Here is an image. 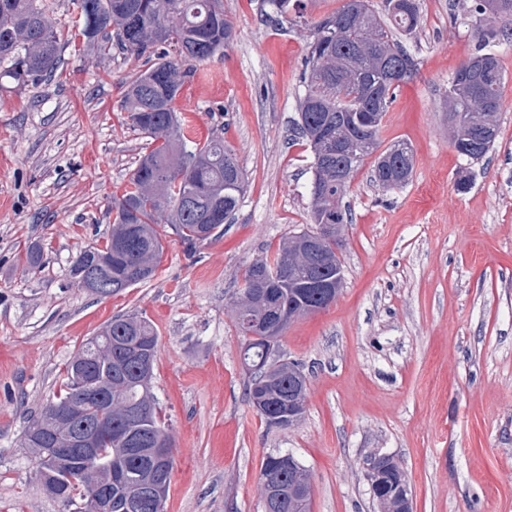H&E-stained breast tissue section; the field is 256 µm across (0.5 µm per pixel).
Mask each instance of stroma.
Instances as JSON below:
<instances>
[{"instance_id": "35a3bbf8", "label": "stroma", "mask_w": 512, "mask_h": 512, "mask_svg": "<svg viewBox=\"0 0 512 512\" xmlns=\"http://www.w3.org/2000/svg\"><path fill=\"white\" fill-rule=\"evenodd\" d=\"M340 4L299 0L280 28L267 0H224L234 37L197 63L175 108L197 139L223 137L246 192L195 256L166 233L151 281L106 298L68 270L103 245L112 204L151 149L122 109L143 63L86 46L73 0H55L71 37L55 79L0 80V512H65L23 433L81 342L126 313L158 331L152 392L175 448L165 512H264L261 465L276 453L308 470L311 512H379L362 469L373 454L403 471L413 512H512V36L487 46L507 84L482 160L453 147L446 101L479 43L478 0H420V24L403 38L417 72L396 89L380 138L411 145L413 175L386 191L367 162L351 181L343 286L276 349L307 377L303 417L270 426L247 397L231 303L251 263L312 227L297 104L310 29Z\"/></svg>"}]
</instances>
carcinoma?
<instances>
[{
	"mask_svg": "<svg viewBox=\"0 0 512 512\" xmlns=\"http://www.w3.org/2000/svg\"><path fill=\"white\" fill-rule=\"evenodd\" d=\"M482 13L512 31V0H482ZM83 17L81 34L102 54L119 49L145 58L124 89L129 123L154 143L135 168L130 188L115 201L112 232L102 247H87L69 268L74 285L84 258L97 261L101 277L119 293L152 279L163 247L160 228L168 224L186 249L193 251L210 240L239 207L246 179L243 169L221 137L204 143L189 138L174 103L193 63L213 57L232 38L224 14V0H76ZM52 0H0V77L17 83L48 81L56 70L65 39L53 20ZM420 23L418 0H386V14L368 0H351L315 22L311 29L304 82L307 92L299 102L297 126L313 152L312 221L336 229L323 235L317 256L306 248L310 231L286 238L272 256L255 261L245 272L258 269L259 287H243L234 302V320L245 347L243 359L250 371L248 398L258 414L273 426L288 402L305 403L299 369L272 358L271 349L295 319L319 304L314 279L343 275L337 255L342 225L349 223L343 198L355 173L372 159L375 182L385 190L406 186L413 173L414 155L404 141L381 148L382 121L399 84L416 68L398 77L387 76L413 61L395 32L411 34ZM177 49L172 58L168 46ZM470 74L458 69L448 83V118L457 152L468 159L483 158L499 133L497 114L507 83L497 55L477 54ZM112 340V363L96 359L95 345ZM158 333L152 321L139 314L117 316L97 335L83 341L64 369L54 399L30 418L26 430L37 427L52 441L69 431L56 421L60 411L80 402L84 416L76 427L104 419L112 421V444L103 456L78 457L72 468L93 463L124 478L112 485V512H128L138 500V512H164L165 502L142 494L148 478L160 473L171 483L174 460L155 463L142 449L169 438L168 429L152 394L153 372L144 370L131 348L157 349ZM85 363L88 373L109 398L87 396L74 364ZM278 455L267 456L261 467V488L269 481L285 490L275 512H309L311 479L299 466L293 471L277 466ZM45 488L73 512H91L80 485L55 472L48 462L37 463Z\"/></svg>",
	"mask_w": 512,
	"mask_h": 512,
	"instance_id": "1",
	"label": "carcinoma"
}]
</instances>
